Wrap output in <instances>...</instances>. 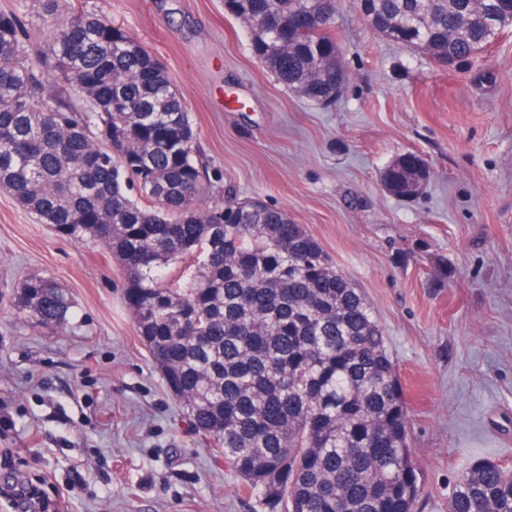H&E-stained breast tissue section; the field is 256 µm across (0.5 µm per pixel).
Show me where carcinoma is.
I'll return each mask as SVG.
<instances>
[{
  "instance_id": "obj_1",
  "label": "carcinoma",
  "mask_w": 512,
  "mask_h": 512,
  "mask_svg": "<svg viewBox=\"0 0 512 512\" xmlns=\"http://www.w3.org/2000/svg\"><path fill=\"white\" fill-rule=\"evenodd\" d=\"M0 12V190L124 276L137 336L195 429L262 512H415L419 465L387 338L361 289L284 209L209 194V166L161 60L82 0ZM381 38L440 67L512 29V0H372ZM341 0H224L255 57L289 90L334 102ZM79 94L85 106L73 103ZM429 179L406 154L383 172L408 197ZM185 263L177 280L167 268ZM12 305L64 325L72 294L33 275ZM448 512H512V469L458 477Z\"/></svg>"
}]
</instances>
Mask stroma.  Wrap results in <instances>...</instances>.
<instances>
[{
	"label": "stroma",
	"mask_w": 512,
	"mask_h": 512,
	"mask_svg": "<svg viewBox=\"0 0 512 512\" xmlns=\"http://www.w3.org/2000/svg\"><path fill=\"white\" fill-rule=\"evenodd\" d=\"M165 65L225 188L304 225L383 328L410 410L423 492L448 512L459 474L512 467V31L483 56L489 81L382 40L344 0L333 23L350 79L321 106L276 81L224 0H85ZM413 153L411 200L382 185ZM41 274L75 307L33 326L4 297ZM119 266L0 191V512L15 490L59 512H261L167 391L125 307Z\"/></svg>",
	"instance_id": "35a3bbf8"
}]
</instances>
